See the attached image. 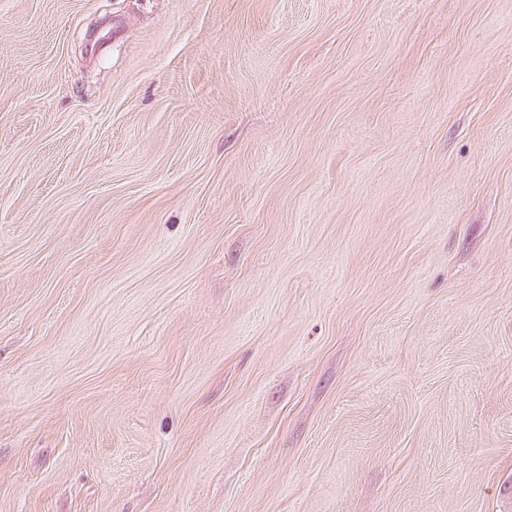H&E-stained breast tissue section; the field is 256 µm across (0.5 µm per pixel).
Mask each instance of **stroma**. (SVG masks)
Listing matches in <instances>:
<instances>
[{"label": "stroma", "mask_w": 512, "mask_h": 512, "mask_svg": "<svg viewBox=\"0 0 512 512\" xmlns=\"http://www.w3.org/2000/svg\"><path fill=\"white\" fill-rule=\"evenodd\" d=\"M0 512H512V0H0Z\"/></svg>", "instance_id": "obj_1"}]
</instances>
